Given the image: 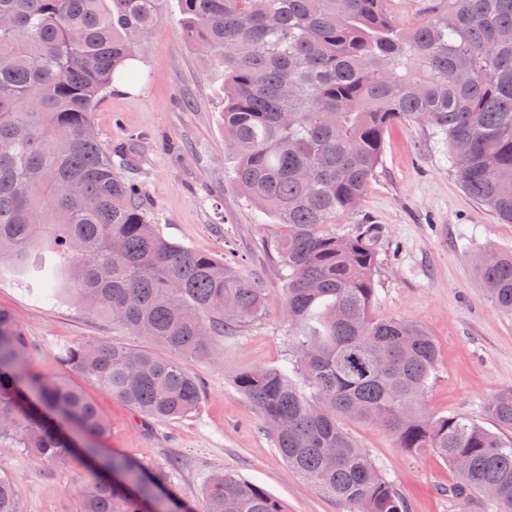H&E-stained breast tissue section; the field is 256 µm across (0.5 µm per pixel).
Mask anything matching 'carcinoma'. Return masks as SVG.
<instances>
[{
    "label": "carcinoma",
    "mask_w": 512,
    "mask_h": 512,
    "mask_svg": "<svg viewBox=\"0 0 512 512\" xmlns=\"http://www.w3.org/2000/svg\"><path fill=\"white\" fill-rule=\"evenodd\" d=\"M182 35L224 72V136L233 183L272 218L267 245L281 270L292 354L246 370L234 385L261 414L288 466L349 512H408L405 498L357 445L349 422L374 424L409 453L430 448L455 470L465 503L488 488L512 512V442L422 404L437 349L407 321L374 311L381 229L329 230L360 205L381 165L386 133L422 122L446 146L462 189L512 222V0H435L401 25L387 0H177ZM168 0H0V268L38 299L75 297L128 335L166 346L165 358L125 343L62 345L58 359L139 415L179 419L196 409L191 365L220 360L225 334L261 317L263 289L224 261L166 239L142 188L115 163L91 112L163 20ZM477 273L512 315V254ZM57 410L101 458L79 512H146L167 472L149 473L91 444L108 421L86 391L31 370L14 315L0 309V448L55 465L74 453L28 401ZM488 411L512 429V389ZM0 512H19L0 475ZM189 512H286L231 471Z\"/></svg>",
    "instance_id": "obj_1"
}]
</instances>
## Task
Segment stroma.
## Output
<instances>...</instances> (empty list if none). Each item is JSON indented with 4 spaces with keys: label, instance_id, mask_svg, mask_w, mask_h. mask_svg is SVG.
Returning a JSON list of instances; mask_svg holds the SVG:
<instances>
[{
    "label": "stroma",
    "instance_id": "35a3bbf8",
    "mask_svg": "<svg viewBox=\"0 0 512 512\" xmlns=\"http://www.w3.org/2000/svg\"><path fill=\"white\" fill-rule=\"evenodd\" d=\"M138 60L137 93L113 87L97 105L92 120L99 140L107 146L119 139L129 143L132 156L123 174L142 186L161 234L223 258L264 289L268 310L225 336L219 362L194 363L202 398L180 419L144 418L88 387L109 423L102 446L150 468L178 459L170 483L191 503L216 472L229 470L265 490L286 512H348L288 467L259 412L233 383L239 372L283 365L288 331L278 308L282 281L267 246V218L230 178L223 76L186 44L174 6L139 50ZM365 221L384 229L377 245L376 312L421 326L437 347L424 397L427 410L463 416L496 431L487 406L499 392L512 389V315L492 304L475 263L489 251L512 252V224L502 223L464 192L444 147L421 123L400 124L387 133L382 164L359 210L341 218L333 230L349 234ZM0 308L15 315L31 367L73 384L82 379L60 363L59 346L138 343L77 300L32 298L6 271L0 273ZM349 431L405 496L408 512H495L487 497L475 496L462 506L449 496L456 473L433 451L406 453L388 434L363 423H350ZM0 473L12 480L21 512H77L88 468L81 454L46 466L23 450L0 448Z\"/></svg>",
    "mask_w": 512,
    "mask_h": 512
}]
</instances>
